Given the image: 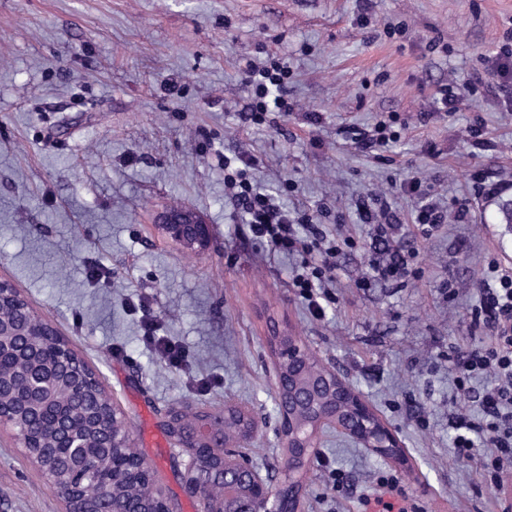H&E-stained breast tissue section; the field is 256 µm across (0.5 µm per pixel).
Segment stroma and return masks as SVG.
<instances>
[{"instance_id":"obj_1","label":"stroma","mask_w":512,"mask_h":512,"mask_svg":"<svg viewBox=\"0 0 512 512\" xmlns=\"http://www.w3.org/2000/svg\"><path fill=\"white\" fill-rule=\"evenodd\" d=\"M511 34L512 0H0V278L94 369L174 512L201 505L183 490L179 448L146 437L162 436L167 410L199 399L249 408L259 424L249 460L281 480L268 344L277 322L366 397L409 456L400 467L324 431L302 512H366L362 496L392 474L407 512H504L478 460L450 451L452 415L474 418L478 407L457 389L448 355L484 339L471 308L488 261L512 267L502 212L512 202V112L497 91H463ZM272 58L288 64L293 110L255 125L243 117L239 71ZM443 85L461 88L457 112L432 111ZM388 117L398 138L385 157L342 134ZM477 121L484 149L470 133ZM222 153L255 159L259 183L289 213L355 240L338 258L325 318L292 286L299 257L273 252L243 224ZM411 175L442 206L470 199V223L417 233L418 202L403 189ZM479 177L511 188L476 196ZM372 193L396 212L420 277H370V227L356 205ZM173 204L210 224L205 251L155 230V211ZM93 265L110 278L90 281ZM147 314L184 347L183 368L147 343ZM63 508L0 435V512Z\"/></svg>"}]
</instances>
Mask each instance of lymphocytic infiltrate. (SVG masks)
<instances>
[{"label":"lymphocytic infiltrate","mask_w":512,"mask_h":512,"mask_svg":"<svg viewBox=\"0 0 512 512\" xmlns=\"http://www.w3.org/2000/svg\"><path fill=\"white\" fill-rule=\"evenodd\" d=\"M242 82L249 88L251 102L249 120L262 123L266 113L288 109L285 97L288 68L281 60L265 63L246 62L241 69ZM497 85L503 94L506 108L512 109V49L501 47L490 58L484 74H473L466 87L469 93L479 88ZM254 159L240 157L225 159L224 186L231 195L244 223L253 237L273 251L301 256V269L292 285L309 311L324 317L323 302L329 299V286L335 280L336 257L342 247L351 245V238L328 237L305 215L294 216L283 209L276 198L267 193L254 177ZM408 195L416 197L419 207L415 224L421 235L428 236L447 222L459 224L469 221L471 209L468 200L458 201L455 211H448L427 196L418 177L404 184ZM389 206L372 208L363 203L359 208L362 223L372 225L373 247L370 267L377 278L389 281L409 273V262L390 246L393 229L389 222ZM473 328H484L488 336L481 345L456 351L453 365L459 373L455 378L461 391H468L472 379L482 376L490 381L478 401L479 416L459 417L457 433L451 451L460 460L473 456L477 439L488 445L481 465L493 481L512 473V268L492 261L483 275L482 288L471 309Z\"/></svg>","instance_id":"f902f5d3"}]
</instances>
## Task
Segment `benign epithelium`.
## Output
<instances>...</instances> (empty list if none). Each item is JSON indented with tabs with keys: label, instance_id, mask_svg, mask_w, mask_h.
<instances>
[{
	"label": "benign epithelium",
	"instance_id": "1",
	"mask_svg": "<svg viewBox=\"0 0 512 512\" xmlns=\"http://www.w3.org/2000/svg\"><path fill=\"white\" fill-rule=\"evenodd\" d=\"M162 235L191 249L206 248L211 239L210 225L195 209L181 206L167 208L155 217ZM54 327L30 310L20 329L0 324V361L4 356L17 353L6 336H45ZM275 336L284 340L274 343L277 356L276 387L278 394L279 433L288 442V465L284 480L278 484L261 476L248 460L247 447L258 430L255 417L248 410L225 403L219 412L210 416L195 429L177 433V447L188 458H193L202 447L224 449V465L219 479L224 481V506L208 502L205 488L208 477L188 470L184 476V490L204 503L203 512H299L302 478L317 454L318 434L324 428L353 439L384 460L397 463L402 456V445L393 431L376 415L365 397L356 391L336 371L319 367L316 378L306 377L311 363L306 350L297 337L277 330ZM53 388V381L25 378L24 385L10 396L12 411L28 412L45 402ZM231 414H239L244 425L234 438L220 435L213 423ZM94 421L103 433L106 448H132L124 413L112 407V416L102 413ZM66 438V447L82 446L80 428L60 415L54 424Z\"/></svg>",
	"mask_w": 512,
	"mask_h": 512
}]
</instances>
